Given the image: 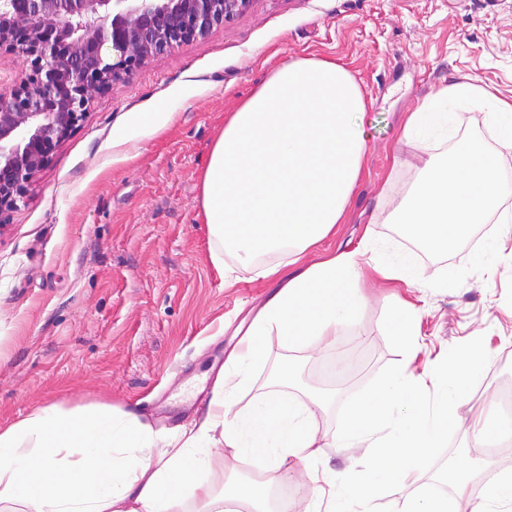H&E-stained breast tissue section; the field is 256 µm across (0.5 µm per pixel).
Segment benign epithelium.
Here are the masks:
<instances>
[{
	"instance_id": "benign-epithelium-1",
	"label": "benign epithelium",
	"mask_w": 512,
	"mask_h": 512,
	"mask_svg": "<svg viewBox=\"0 0 512 512\" xmlns=\"http://www.w3.org/2000/svg\"><path fill=\"white\" fill-rule=\"evenodd\" d=\"M253 0H0V52L29 62L0 92V223L94 97L174 45L207 37Z\"/></svg>"
}]
</instances>
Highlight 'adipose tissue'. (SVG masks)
Wrapping results in <instances>:
<instances>
[{"label": "adipose tissue", "instance_id": "ef3b65f1", "mask_svg": "<svg viewBox=\"0 0 512 512\" xmlns=\"http://www.w3.org/2000/svg\"><path fill=\"white\" fill-rule=\"evenodd\" d=\"M364 94L336 61L297 59L273 69L230 113L201 178L210 260L225 282L275 288L218 372L200 421L164 438L137 414L52 404L0 427V512H270L261 486L234 477L238 462L286 483L311 467L304 512H512V469L499 470L473 498V474L457 466L450 491L422 481L429 454L453 429L483 432L466 417L472 386L490 355L482 342L445 366L415 376L409 362L324 428L327 401L288 395L294 369L249 406L238 392L277 337L287 347L327 349L353 326L365 297L364 269L410 288L424 285L411 252L365 236L355 251L311 263L303 254L336 232L366 155ZM360 450L344 469L324 466L327 449ZM401 495L388 510L390 487Z\"/></svg>", "mask_w": 512, "mask_h": 512}]
</instances>
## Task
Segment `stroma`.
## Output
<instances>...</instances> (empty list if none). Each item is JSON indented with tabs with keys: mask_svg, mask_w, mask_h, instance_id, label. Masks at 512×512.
<instances>
[{
	"mask_svg": "<svg viewBox=\"0 0 512 512\" xmlns=\"http://www.w3.org/2000/svg\"><path fill=\"white\" fill-rule=\"evenodd\" d=\"M300 58L343 64L367 103L364 172L319 255L354 251L369 230L402 247L391 221L423 153L403 138L404 118L458 81L512 101V0H253L97 96L0 225L1 427L50 404L129 409L165 437L201 416L240 324L270 290L263 281L225 287L212 265L201 171L226 115L273 68ZM485 113L460 108L435 153L471 128L494 143ZM119 134L126 141L117 147ZM358 286L366 302L356 324L328 351L351 361L348 373L326 376L323 360L272 337L243 401L297 359L331 389L321 420L332 428L408 347L423 363L478 339L491 360L470 391L474 410L486 407L488 386L512 375V273L472 274L454 290L409 292L375 277ZM398 295L416 307L418 334L408 342L394 327ZM451 456L484 474L512 466V452L488 453L459 430L433 450L424 480Z\"/></svg>",
	"mask_w": 512,
	"mask_h": 512,
	"instance_id": "35a3bbf8",
	"label": "stroma"
}]
</instances>
